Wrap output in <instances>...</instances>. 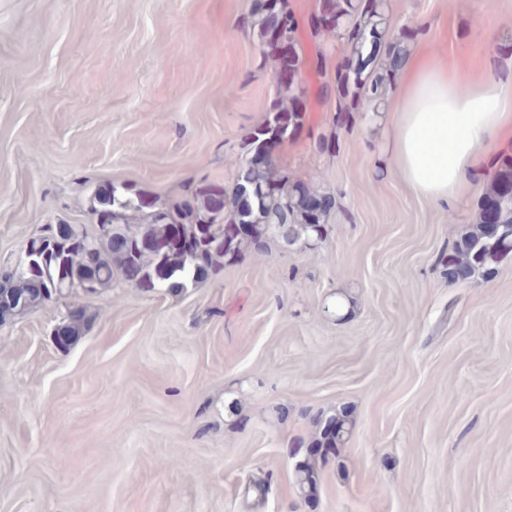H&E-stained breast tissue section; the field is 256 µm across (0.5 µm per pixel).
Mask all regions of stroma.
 <instances>
[{
	"label": "stroma",
	"instance_id": "stroma-1",
	"mask_svg": "<svg viewBox=\"0 0 512 512\" xmlns=\"http://www.w3.org/2000/svg\"><path fill=\"white\" fill-rule=\"evenodd\" d=\"M317 0H290L307 111L275 156L334 195L325 241L244 252L183 290L117 283L72 296L66 349L49 302L0 324V512H512V255L449 283L440 259L477 220L499 150L451 205L414 196L392 164L395 103L340 115ZM250 0H0V265L50 224H90L114 183L163 200L231 186L265 118L272 67L243 26ZM408 52L463 80L512 77V0H387ZM331 151L318 149L321 138ZM354 427L294 488L318 412Z\"/></svg>",
	"mask_w": 512,
	"mask_h": 512
}]
</instances>
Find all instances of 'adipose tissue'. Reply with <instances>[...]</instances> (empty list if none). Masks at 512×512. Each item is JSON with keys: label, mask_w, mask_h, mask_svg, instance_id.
I'll list each match as a JSON object with an SVG mask.
<instances>
[{"label": "adipose tissue", "mask_w": 512, "mask_h": 512, "mask_svg": "<svg viewBox=\"0 0 512 512\" xmlns=\"http://www.w3.org/2000/svg\"><path fill=\"white\" fill-rule=\"evenodd\" d=\"M392 159L408 189L435 202L454 199L479 155L512 130V84L479 78L461 86L432 54L405 59Z\"/></svg>", "instance_id": "1"}]
</instances>
